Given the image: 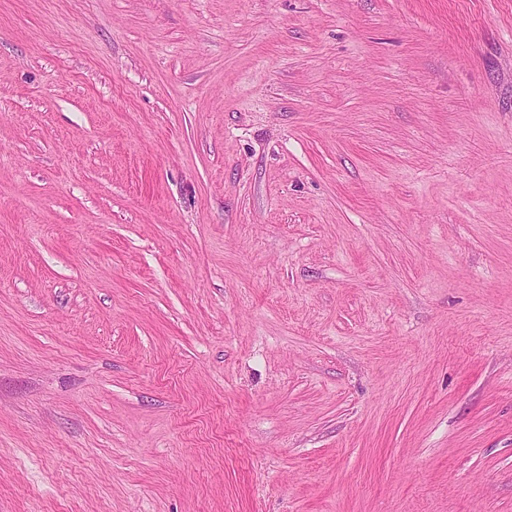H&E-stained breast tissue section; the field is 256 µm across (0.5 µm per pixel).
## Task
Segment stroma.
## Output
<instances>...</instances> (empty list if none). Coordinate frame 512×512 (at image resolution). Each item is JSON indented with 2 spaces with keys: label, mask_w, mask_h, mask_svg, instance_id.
Segmentation results:
<instances>
[{
  "label": "stroma",
  "mask_w": 512,
  "mask_h": 512,
  "mask_svg": "<svg viewBox=\"0 0 512 512\" xmlns=\"http://www.w3.org/2000/svg\"><path fill=\"white\" fill-rule=\"evenodd\" d=\"M0 512H512V0H0Z\"/></svg>",
  "instance_id": "obj_1"
}]
</instances>
